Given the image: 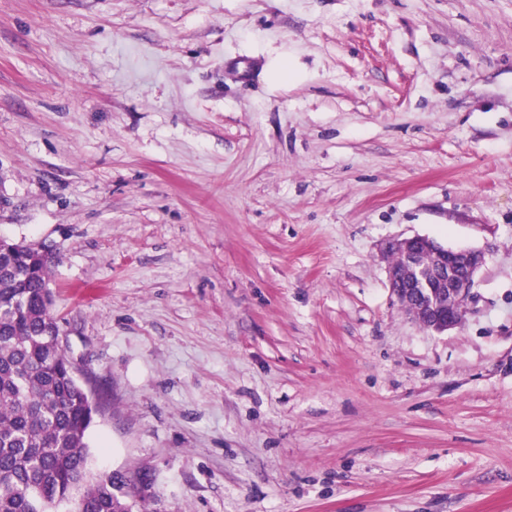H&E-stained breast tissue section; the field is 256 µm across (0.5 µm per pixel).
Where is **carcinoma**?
<instances>
[{"label":"carcinoma","mask_w":512,"mask_h":512,"mask_svg":"<svg viewBox=\"0 0 512 512\" xmlns=\"http://www.w3.org/2000/svg\"><path fill=\"white\" fill-rule=\"evenodd\" d=\"M50 266L35 245L0 238V512H133L123 475L87 478L99 405L61 349Z\"/></svg>","instance_id":"1"}]
</instances>
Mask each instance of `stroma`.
Instances as JSON below:
<instances>
[{
    "mask_svg": "<svg viewBox=\"0 0 512 512\" xmlns=\"http://www.w3.org/2000/svg\"><path fill=\"white\" fill-rule=\"evenodd\" d=\"M0 236L148 512H512V0H0ZM387 253L403 256L414 271V277L402 275L399 266L407 273L411 271L399 255H394L399 266L394 262L388 270L392 294L398 300L409 296L415 298L413 306L407 308L411 317L423 328L436 333L457 328L462 318V310L459 309L470 301L474 276L485 265L484 254L478 250L447 248L432 238L420 235L390 242ZM430 254L434 257L432 286H422L421 258Z\"/></svg>",
    "mask_w": 512,
    "mask_h": 512,
    "instance_id": "stroma-1",
    "label": "stroma"
}]
</instances>
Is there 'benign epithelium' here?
I'll return each mask as SVG.
<instances>
[{
  "label": "benign epithelium",
  "mask_w": 512,
  "mask_h": 512,
  "mask_svg": "<svg viewBox=\"0 0 512 512\" xmlns=\"http://www.w3.org/2000/svg\"><path fill=\"white\" fill-rule=\"evenodd\" d=\"M387 253L404 257L414 276L402 275L395 263L389 266L388 278L392 294L400 299L412 296L415 303L408 313L423 328L443 333L457 328L458 310L471 299V286L477 271L485 265V256L478 250H454L432 238L415 235L389 243ZM434 257L432 284L422 285L421 258Z\"/></svg>",
  "instance_id": "1"
}]
</instances>
